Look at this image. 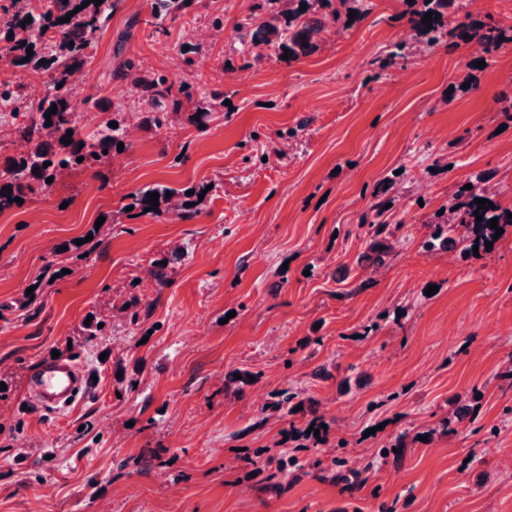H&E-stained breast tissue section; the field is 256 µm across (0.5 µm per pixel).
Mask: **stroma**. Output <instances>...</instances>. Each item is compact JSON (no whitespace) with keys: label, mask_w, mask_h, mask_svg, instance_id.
<instances>
[{"label":"stroma","mask_w":512,"mask_h":512,"mask_svg":"<svg viewBox=\"0 0 512 512\" xmlns=\"http://www.w3.org/2000/svg\"><path fill=\"white\" fill-rule=\"evenodd\" d=\"M371 2L311 55L252 62L236 24L258 0L159 25L153 0H116L72 88L84 133L138 109L126 60L198 93L0 213V512H512V226L471 263L420 247L486 170L512 207V48L446 42L383 66L406 5ZM217 17L223 38L196 39ZM389 178L377 267L367 226ZM155 186L189 191L193 217L129 209ZM56 353L97 381L48 415L24 378ZM284 390L302 410L269 411ZM458 403L475 420L450 421ZM313 420L319 440L291 439ZM400 435L403 460L381 457ZM335 456L362 484L336 482Z\"/></svg>","instance_id":"obj_1"}]
</instances>
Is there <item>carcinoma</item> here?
<instances>
[{
  "label": "carcinoma",
  "mask_w": 512,
  "mask_h": 512,
  "mask_svg": "<svg viewBox=\"0 0 512 512\" xmlns=\"http://www.w3.org/2000/svg\"><path fill=\"white\" fill-rule=\"evenodd\" d=\"M85 0H51L47 11L38 15L33 11H18L4 23L6 33L13 34L11 52L15 65L33 66V70L49 75L48 89L38 102L36 111L39 117H30L17 124L16 132L28 144V151L10 160L8 177L0 180V212L18 206L15 198H24L29 193L43 192L52 187L48 178L58 180L63 174L77 168H93L102 164L108 155L104 151L120 142H125L124 126L110 127L105 122L85 135L75 124L71 109L68 88L69 79L80 71L90 57L97 35L112 15L114 3L103 0L101 4L94 2L82 6ZM281 0H262L258 8L262 13L250 16L237 24V29L251 33L250 49L255 57L261 58L265 51L274 50L277 56L291 54L297 60L317 49V38L324 30L326 16L319 9L330 4L331 0H287L288 9L279 7ZM454 0H414L408 22L411 39H420L421 50L425 51L437 45L443 39L456 43L472 44L486 54L497 52L512 43V36H505V30L495 20L476 21L471 14L460 15L452 10ZM306 10H300L301 4ZM194 0H155L152 6V17L162 20L172 14H187L193 7ZM73 13L70 21L58 22V19ZM428 12L440 14V18L432 19V28H427L422 18ZM31 22L24 23L25 18ZM504 41H499V38ZM25 46H20L21 42ZM39 46L42 53L27 56L26 47ZM28 61H23V58ZM136 69L133 60L124 63L121 76L131 78V84L138 100L148 106L144 123L161 129L167 125L168 116L182 110L184 104L193 100V85L182 81L174 86V80L165 74L153 76H131ZM177 93H172V89ZM19 100V91L9 83L0 84V112L14 113ZM57 106L56 113L46 116L52 106ZM52 124H47V121ZM72 132L71 143H62L67 132ZM83 161H77V158ZM497 175L494 170L481 174L478 183L471 184L469 189H460L456 194L457 202L450 213L443 214L442 222L435 225L429 237L425 238L421 247L430 253L449 244H461L459 259L469 262L474 258L473 246L486 249L485 242H496V230L490 228V220L498 219L497 227L512 224V208L504 207L492 197L486 195L484 185L490 183ZM9 187L11 193L3 188ZM156 192L159 201L167 200V188L152 187L139 189L130 195L131 206L151 214L160 213V207L148 203L147 194ZM377 202L373 209L380 216L386 212L385 205L394 202L392 185L379 186L375 193ZM482 198L494 205V208H480L475 199ZM483 215L477 221L474 212ZM371 242L369 250L376 254L373 262L382 263V255L390 246L387 237L392 234L389 225L384 223L369 225Z\"/></svg>",
  "instance_id": "carcinoma-1"
}]
</instances>
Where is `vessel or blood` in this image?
Listing matches in <instances>:
<instances>
[{
	"mask_svg": "<svg viewBox=\"0 0 512 512\" xmlns=\"http://www.w3.org/2000/svg\"><path fill=\"white\" fill-rule=\"evenodd\" d=\"M26 387L30 400L48 412L65 410L89 392L87 374L71 360L42 362L28 372Z\"/></svg>",
	"mask_w": 512,
	"mask_h": 512,
	"instance_id": "vessel-or-blood-1",
	"label": "vessel or blood"
}]
</instances>
